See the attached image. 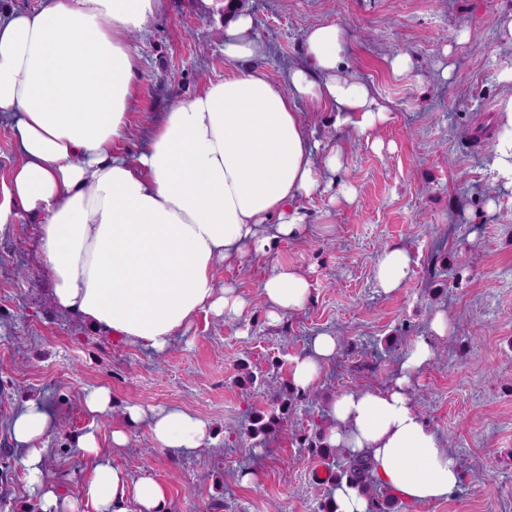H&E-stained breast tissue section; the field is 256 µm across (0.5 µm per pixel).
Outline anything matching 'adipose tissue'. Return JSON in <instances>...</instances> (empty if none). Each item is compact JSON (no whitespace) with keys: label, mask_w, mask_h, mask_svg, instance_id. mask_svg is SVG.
<instances>
[{"label":"adipose tissue","mask_w":512,"mask_h":512,"mask_svg":"<svg viewBox=\"0 0 512 512\" xmlns=\"http://www.w3.org/2000/svg\"><path fill=\"white\" fill-rule=\"evenodd\" d=\"M168 0H42L34 10H0V123L12 131L17 163L0 181V233L24 218L39 226V255L55 309L79 316L104 336L163 354L199 312L241 315L246 301L217 287L218 262L264 251L300 235L296 202L325 189L342 168L340 147L320 154L298 105L332 112L335 124L360 134L386 118L370 88L343 65L349 31L318 25L304 36V61L286 82L245 69L174 103L135 155L119 146L138 98L139 54L130 37L163 15ZM224 56L264 57L268 47L236 0H225ZM415 260L402 246L374 264L383 293L397 291ZM309 278L276 267L260 288L270 319L302 309ZM320 333L297 357L291 381L307 391L337 351ZM432 357L426 340L406 352L395 380L381 389L341 393L329 404L324 442L364 456L374 481L411 503L448 499L465 475L411 397L415 374ZM162 449L190 453L211 440L205 421L168 405L128 407ZM56 424L38 398L21 403L10 434L41 512H170L163 485L151 475L130 480L94 432L78 439L94 467L81 499L45 480L42 441Z\"/></svg>","instance_id":"ef3b65f1"}]
</instances>
